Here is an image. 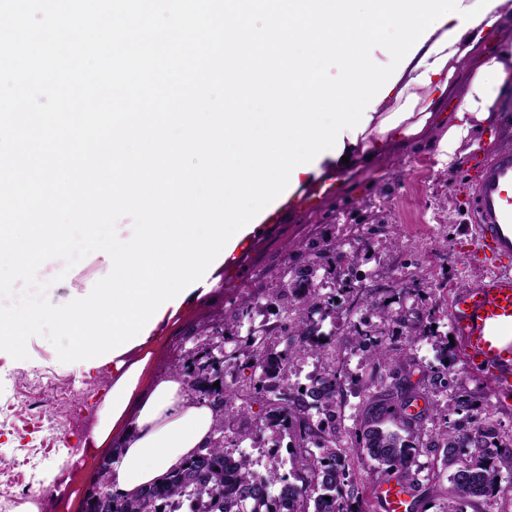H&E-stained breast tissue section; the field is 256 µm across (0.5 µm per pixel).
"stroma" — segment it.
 <instances>
[{"label": "stroma", "instance_id": "1", "mask_svg": "<svg viewBox=\"0 0 512 512\" xmlns=\"http://www.w3.org/2000/svg\"><path fill=\"white\" fill-rule=\"evenodd\" d=\"M493 141L474 145L465 139L464 155L456 166L441 167L427 147L409 145L380 154L363 171L344 174L343 185L326 177V192L313 194L311 185L299 187L278 218L262 225L251 244L236 258L235 270L218 268L220 282L207 295H190L179 323L164 324L162 339L148 364L151 372L165 375L189 350V338L199 330L221 323L234 301L263 299L268 286L265 273L303 261L309 238L336 233L362 238L366 251L357 271L373 277L379 301L392 312L409 311L412 300L398 296L392 276H419L426 303L439 307V329H450L448 304L452 291L466 280L486 273L490 262L468 245L465 200L475 175L477 158L512 145V93L506 97L501 124ZM314 204H306L307 196ZM100 259L91 254L73 266L65 278L50 286L46 297L59 305L76 285L90 288L100 279ZM28 357L15 360L0 351V408H8L0 421V468L10 475L0 491L9 496L12 512L27 499L30 457H38L41 476L70 475L65 460L86 442L97 421L103 398L112 386V368L104 365L76 372L62 363L46 337L27 342ZM462 390L484 396L489 419L512 434V397L499 395L490 380L468 371ZM420 480L437 478L439 492L416 512H443L451 500L449 473L442 454H424L413 463Z\"/></svg>", "mask_w": 512, "mask_h": 512}]
</instances>
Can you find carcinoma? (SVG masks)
<instances>
[{"instance_id": "carcinoma-1", "label": "carcinoma", "mask_w": 512, "mask_h": 512, "mask_svg": "<svg viewBox=\"0 0 512 512\" xmlns=\"http://www.w3.org/2000/svg\"><path fill=\"white\" fill-rule=\"evenodd\" d=\"M362 247L355 237L310 238L304 245L305 264L268 275L274 318L256 321L261 311L242 299L222 324L192 336L191 348L174 371L192 397L214 406L210 443L138 498L95 502L86 495L84 512H183V505L191 507L189 512H364L357 508V464L366 457L375 461L371 480L394 476L416 502L428 491L410 469L421 448L443 450V466L451 470L448 512H467L494 495L500 485L497 461L512 457V436L488 420L484 397L456 391L443 404L432 399L427 410L407 413L408 399L425 400L428 390L410 380L412 354L402 355L386 343L393 328L407 329L410 348L421 341L436 346L443 366L433 378L436 392L459 385L464 373L448 365V340L432 327L434 307L423 304L409 316L379 305L384 329H352L351 350L361 352L370 367L368 378L357 385L375 394L360 425L346 429L336 416L350 374L345 364L329 360L327 344L317 339L318 318L336 312V289L323 291L319 280L345 292L342 313H356L368 303V293L353 282ZM309 356L318 358L319 367L300 390L290 384V376L295 364ZM237 420L241 425L231 428ZM427 421L438 427L427 429ZM389 423L398 424L399 431L386 429ZM285 438L291 467L284 473L275 467L255 471L251 457L241 451L247 440L278 448Z\"/></svg>"}]
</instances>
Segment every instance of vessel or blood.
<instances>
[{
    "label": "vessel or blood",
    "mask_w": 512,
    "mask_h": 512,
    "mask_svg": "<svg viewBox=\"0 0 512 512\" xmlns=\"http://www.w3.org/2000/svg\"><path fill=\"white\" fill-rule=\"evenodd\" d=\"M470 243L499 259L497 269L457 287L450 317L468 365L489 376L500 392L512 393V146L479 162L471 186ZM376 499L383 512H406L404 484L380 481Z\"/></svg>",
    "instance_id": "1"
}]
</instances>
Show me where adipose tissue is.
I'll list each match as a JSON object with an SVG mask.
<instances>
[{"label":"adipose tissue","mask_w":512,"mask_h":512,"mask_svg":"<svg viewBox=\"0 0 512 512\" xmlns=\"http://www.w3.org/2000/svg\"><path fill=\"white\" fill-rule=\"evenodd\" d=\"M512 21V0H499L484 19L463 32L453 45L432 53L434 41L459 26V18L445 21L425 41L431 54L423 64L409 62L390 93L378 103L365 131L345 133V156L325 155L299 182L321 177L325 171L342 174L379 152L430 140L439 164H452L471 130L496 126L505 96L512 91V41L499 42L493 53L484 48L491 35ZM467 90L452 120L439 136L431 122L445 104L458 79ZM149 355L114 357L112 387L97 413L89 447H110L112 493L136 497L152 483L183 466L204 446L213 432L215 413L207 402L192 398L180 376L152 380L143 375Z\"/></svg>","instance_id":"obj_1"}]
</instances>
